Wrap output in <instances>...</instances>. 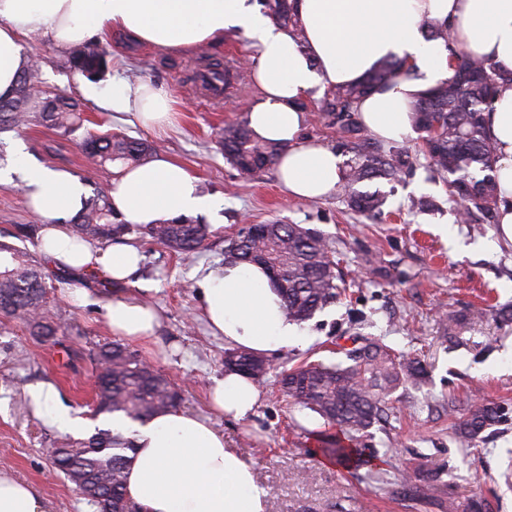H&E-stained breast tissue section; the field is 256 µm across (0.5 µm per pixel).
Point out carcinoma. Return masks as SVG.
Instances as JSON below:
<instances>
[{"label":"carcinoma","instance_id":"carcinoma-1","mask_svg":"<svg viewBox=\"0 0 512 512\" xmlns=\"http://www.w3.org/2000/svg\"><path fill=\"white\" fill-rule=\"evenodd\" d=\"M264 5L276 24L302 36L290 0H264ZM432 37L447 46L451 74L419 93L411 106L419 134L418 152L431 177L448 183L456 222L493 224L500 193L494 169L496 147L487 134L484 113L503 76L459 46L451 27L435 30ZM69 63L92 78L108 61L103 49L85 44L70 51ZM411 76L404 61L386 60L363 82L338 87L323 99L322 108L336 126L337 150L348 156L341 182L347 205L372 220L385 216L388 194L363 186L375 179L392 183L412 172L413 149L406 145L386 148L372 138L361 122L360 103L377 85ZM79 112L74 98L46 93L31 63L20 72L13 95L0 98V131L38 123L66 135L79 127ZM219 143L225 157L245 173L276 166L284 151L278 142L253 139L244 122L225 126ZM155 150L147 142L110 134L92 136L83 144L88 161L102 171L116 161L141 165ZM114 217L108 199L94 195L71 220V232L79 239L97 242L124 240L136 232L175 253L200 249L210 233L208 225L186 220L137 226L115 224ZM225 242L224 262L256 264L266 270L290 321L310 319L341 295L338 264L325 237L313 229L301 224H257ZM44 280L27 249L0 244V314L26 323L43 341L53 342L62 326L48 315ZM341 353L343 357L336 362L297 364L282 372L278 384L289 401L323 420L325 429L316 434V451L345 467L366 466L368 478L376 481L380 471L375 458L363 457L359 440L388 417L386 397L401 387L420 384L425 367L416 358L395 353L376 337H365L361 346L343 348ZM97 361L99 413L119 414L145 424L179 406L178 387L127 345L115 341L102 347ZM224 361L228 370L257 386L269 379L264 357L253 352L229 348L224 350ZM503 416L505 408L496 402L471 404L454 425L456 443L470 447ZM47 452L70 481L90 480L99 495L93 501L97 512H139L126 490V474L137 452L133 438L99 429L85 441ZM446 475V465L429 461L414 476L403 479L402 490L439 512H484L479 500L461 506L448 495Z\"/></svg>","mask_w":512,"mask_h":512}]
</instances>
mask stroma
Wrapping results in <instances>:
<instances>
[{"mask_svg": "<svg viewBox=\"0 0 512 512\" xmlns=\"http://www.w3.org/2000/svg\"><path fill=\"white\" fill-rule=\"evenodd\" d=\"M97 41L108 66L90 79L70 68L64 52L37 38L23 41L25 54L39 62V78L53 92L78 100L85 121L64 136L40 124L0 133V155L12 160L24 144L35 160L64 167L80 176L90 193H107L110 181L88 165L80 150L89 135L153 140L160 152L182 163L202 193L221 199L217 214L199 216L209 225L206 245L176 254L137 238L144 259L128 284L119 286L102 274L77 275L50 269L45 279L47 309L64 329L56 345L44 344L23 322L0 316V471L35 485L52 512H96L75 486L52 467L46 450L61 439L81 440L95 428H110L111 418L95 412L94 352L114 339L102 311L68 298L78 285L104 298L137 296L160 315L155 337L132 348L183 389L181 407L211 417L225 443L251 462L266 492L267 512H425L390 494L426 454L448 467L459 501L488 500L491 512H512V417L486 432L473 447L462 448L451 424L470 404L491 400L512 413V322L495 320L512 308V244L495 224H459L448 210V187L417 169L396 184L389 218L374 222L352 212L341 192L321 200H295L280 188L275 170L253 175L238 171L217 144L219 127L246 120L259 90L251 77L254 50L239 31L219 45L181 54L132 45L118 35ZM212 63L234 68V78L220 99H212L199 74ZM144 80L165 87L176 102V119L161 134L102 112L85 96L93 84L112 87L113 80ZM430 196L435 210L416 212L410 197ZM19 180L0 183V242H13L17 228L35 223ZM301 224L324 235L345 287L340 300L301 323L299 345L268 354L274 370L311 358L335 360L350 337L383 338L397 352L422 361L425 383L399 391L396 410L374 427L364 444L374 455L383 484L365 469H348L315 455L314 433L322 425L309 410L289 404L276 383L262 387L254 416L236 420L212 412L208 387L224 374V340L211 335L201 307L200 281L208 269L224 264V240L251 224ZM485 309L486 323L445 330L444 318ZM53 385L59 401L84 428L64 431L38 415L32 391Z\"/></svg>", "mask_w": 512, "mask_h": 512, "instance_id": "35a3bbf8", "label": "stroma"}]
</instances>
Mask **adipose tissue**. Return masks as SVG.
Segmentation results:
<instances>
[{"label":"adipose tissue","instance_id":"1","mask_svg":"<svg viewBox=\"0 0 512 512\" xmlns=\"http://www.w3.org/2000/svg\"><path fill=\"white\" fill-rule=\"evenodd\" d=\"M302 37L272 22L257 0H0V97L12 94L28 58L23 37L40 34L60 50L92 36L120 33L129 39L187 53L240 31L255 51L252 75L260 95L248 114L254 137L286 144L278 165L280 183L295 199L325 198L338 188L342 157L322 143L301 141L303 100L361 81L389 59L413 68L409 79L387 83L360 105L368 133L385 142L412 130L411 97L448 77V50L432 31L453 26L460 45L488 60L507 80L487 114L497 146V176L512 202V0H295ZM86 96L104 111L136 115L142 126L161 130L175 101L161 86L113 82L111 91L90 86ZM11 170L44 228L39 247L53 267L76 273L103 272L125 283L138 268L137 247L101 248L73 238L66 222L82 207L86 188L64 168H53L16 151ZM115 213L128 224H156L211 212L216 198L202 194L198 179L165 157L124 171L109 191ZM203 315L226 346L264 354L298 345L302 333L286 319L280 299L259 266L227 264L203 280ZM113 333L152 336L158 316L136 297L101 304ZM260 391L228 373L214 379V408L238 419L252 416ZM113 426L135 431L137 457L127 492L144 512H266L251 466L227 447L224 434L202 416L176 410L140 424L116 418ZM0 512H50L29 483L0 472Z\"/></svg>","mask_w":512,"mask_h":512}]
</instances>
